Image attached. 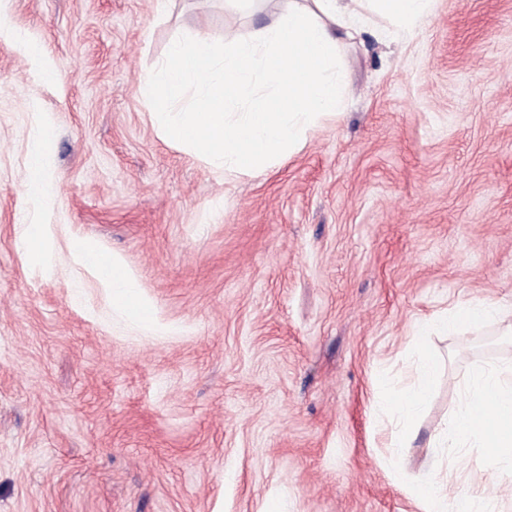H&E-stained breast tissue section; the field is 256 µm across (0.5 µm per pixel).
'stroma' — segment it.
<instances>
[{
	"label": "stroma",
	"mask_w": 512,
	"mask_h": 512,
	"mask_svg": "<svg viewBox=\"0 0 512 512\" xmlns=\"http://www.w3.org/2000/svg\"><path fill=\"white\" fill-rule=\"evenodd\" d=\"M285 7L0 0V512H423L432 463L449 497L512 512V464L430 445L512 340L417 337L479 302L512 320V0L341 35L344 111L264 171L167 140L140 77L178 39ZM36 137L46 198L26 190ZM82 244L133 275L154 329L113 308ZM425 357L440 370L397 448L381 403ZM28 258L35 263H42L44 260V249L41 242V232L38 225H24L19 237ZM459 512H501L498 500L492 496L479 494L474 497H465L457 504Z\"/></svg>",
	"instance_id": "35a3bbf8"
}]
</instances>
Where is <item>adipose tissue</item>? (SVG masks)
I'll return each instance as SVG.
<instances>
[{"instance_id": "obj_1", "label": "adipose tissue", "mask_w": 512, "mask_h": 512, "mask_svg": "<svg viewBox=\"0 0 512 512\" xmlns=\"http://www.w3.org/2000/svg\"><path fill=\"white\" fill-rule=\"evenodd\" d=\"M435 0H313L292 7L256 33L229 43L205 34L173 43L168 57L145 75L141 93L164 108L162 132L178 144L205 151L228 172L253 174L302 144L322 117L344 108L338 67L342 30L374 19L401 30L422 24ZM115 302L144 324L152 323L120 263L101 269ZM494 406L500 429L490 446L512 462V367L474 376L465 404L452 413L438 444L458 449L474 439L478 413Z\"/></svg>"}]
</instances>
